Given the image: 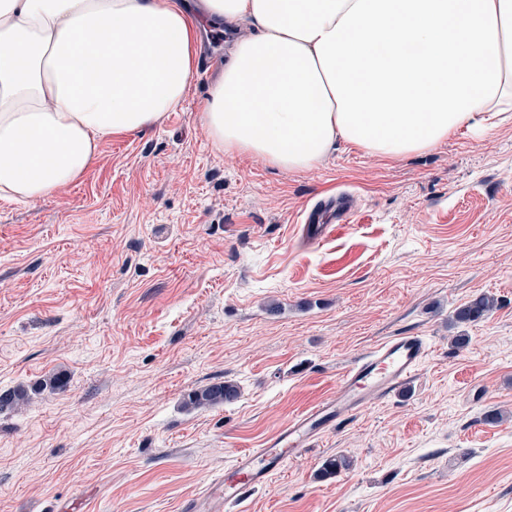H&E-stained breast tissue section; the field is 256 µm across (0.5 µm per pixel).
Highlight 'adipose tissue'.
Wrapping results in <instances>:
<instances>
[{"mask_svg": "<svg viewBox=\"0 0 512 512\" xmlns=\"http://www.w3.org/2000/svg\"><path fill=\"white\" fill-rule=\"evenodd\" d=\"M241 18L202 119L289 171L337 142L377 157L483 138L512 112V0H0V199L81 178L109 137L173 111L204 26Z\"/></svg>", "mask_w": 512, "mask_h": 512, "instance_id": "adipose-tissue-1", "label": "adipose tissue"}]
</instances>
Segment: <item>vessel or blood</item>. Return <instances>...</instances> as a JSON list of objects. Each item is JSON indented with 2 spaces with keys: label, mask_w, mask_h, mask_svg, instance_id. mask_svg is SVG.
I'll return each instance as SVG.
<instances>
[{
  "label": "vessel or blood",
  "mask_w": 512,
  "mask_h": 512,
  "mask_svg": "<svg viewBox=\"0 0 512 512\" xmlns=\"http://www.w3.org/2000/svg\"><path fill=\"white\" fill-rule=\"evenodd\" d=\"M354 214L349 196L319 200L305 216L306 233L310 240L320 241L333 225L350 223ZM426 352L424 337L403 333L361 354L341 372L334 394L299 412L261 447L237 452L229 477L190 498L184 512H227L229 507L243 504L249 493L265 487L288 460L315 446L331 428L407 386Z\"/></svg>",
  "instance_id": "vessel-or-blood-1"
}]
</instances>
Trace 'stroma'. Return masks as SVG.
Listing matches in <instances>:
<instances>
[{
    "label": "stroma",
    "mask_w": 512,
    "mask_h": 512,
    "mask_svg": "<svg viewBox=\"0 0 512 512\" xmlns=\"http://www.w3.org/2000/svg\"><path fill=\"white\" fill-rule=\"evenodd\" d=\"M252 32L208 31L207 77L150 130L103 141L75 183L0 200V392L30 391L0 412V512L79 495L96 512H181L404 332L428 344L405 391L289 461L250 512H512V121L402 158L340 142L306 172L226 156L202 109ZM342 191L352 222L305 240V209ZM480 294L495 310L451 324ZM57 373L67 391L39 389ZM224 380L238 401L183 409ZM339 455L351 468L319 478Z\"/></svg>",
    "instance_id": "stroma-1"
}]
</instances>
